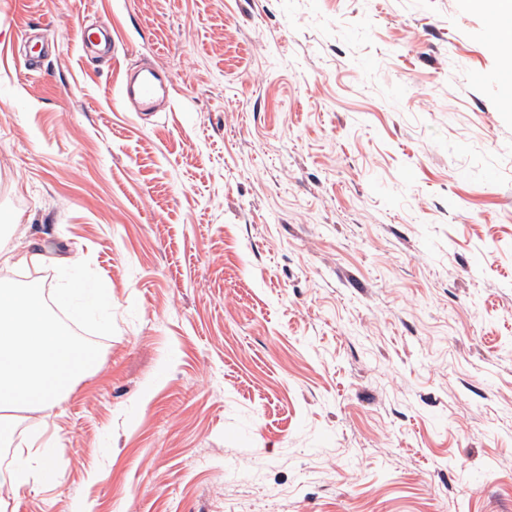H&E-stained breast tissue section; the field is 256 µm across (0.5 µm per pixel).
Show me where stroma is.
<instances>
[{"instance_id":"1","label":"stroma","mask_w":512,"mask_h":512,"mask_svg":"<svg viewBox=\"0 0 512 512\" xmlns=\"http://www.w3.org/2000/svg\"><path fill=\"white\" fill-rule=\"evenodd\" d=\"M490 22L480 0H0V247L89 261L116 324L18 424L0 467L48 446L55 479L0 512H512ZM143 63L171 83L155 112L120 97Z\"/></svg>"}]
</instances>
